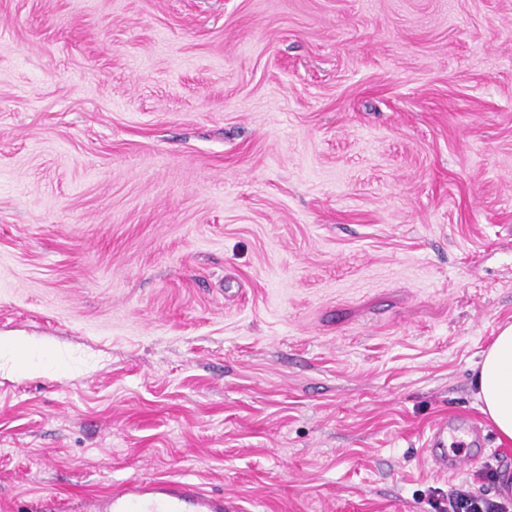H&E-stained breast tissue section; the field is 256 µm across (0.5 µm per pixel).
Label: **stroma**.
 Returning a JSON list of instances; mask_svg holds the SVG:
<instances>
[{
  "label": "stroma",
  "mask_w": 512,
  "mask_h": 512,
  "mask_svg": "<svg viewBox=\"0 0 512 512\" xmlns=\"http://www.w3.org/2000/svg\"><path fill=\"white\" fill-rule=\"evenodd\" d=\"M507 323L512 0H0V512L512 503L420 449ZM0 348L1 351L2 349L8 350V352L13 357L16 368H31V365L29 364V358L31 351L34 350V347L31 344H29L25 339H11L7 341L6 344L1 341ZM94 512H235L224 493L200 484L163 478L132 480L111 495L95 501ZM437 509L448 512H507L503 503L477 494L467 485H460L448 493V508L447 503H441Z\"/></svg>",
  "instance_id": "35a3bbf8"
}]
</instances>
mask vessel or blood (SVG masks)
I'll list each match as a JSON object with an SVG mask.
<instances>
[{"label":"vessel or blood","mask_w":512,"mask_h":512,"mask_svg":"<svg viewBox=\"0 0 512 512\" xmlns=\"http://www.w3.org/2000/svg\"><path fill=\"white\" fill-rule=\"evenodd\" d=\"M471 451L449 457L448 422L432 425L422 446L437 473H455L464 466L479 462L486 451V437L477 426L466 427ZM94 512H235L223 494L213 493L201 485L179 479L132 480L111 495L94 503Z\"/></svg>","instance_id":"1"}]
</instances>
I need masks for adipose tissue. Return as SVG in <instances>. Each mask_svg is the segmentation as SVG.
Instances as JSON below:
<instances>
[{
	"label": "adipose tissue",
	"instance_id": "obj_1",
	"mask_svg": "<svg viewBox=\"0 0 512 512\" xmlns=\"http://www.w3.org/2000/svg\"><path fill=\"white\" fill-rule=\"evenodd\" d=\"M477 382L482 412L500 441L512 442V324L501 328L483 353Z\"/></svg>",
	"mask_w": 512,
	"mask_h": 512
}]
</instances>
